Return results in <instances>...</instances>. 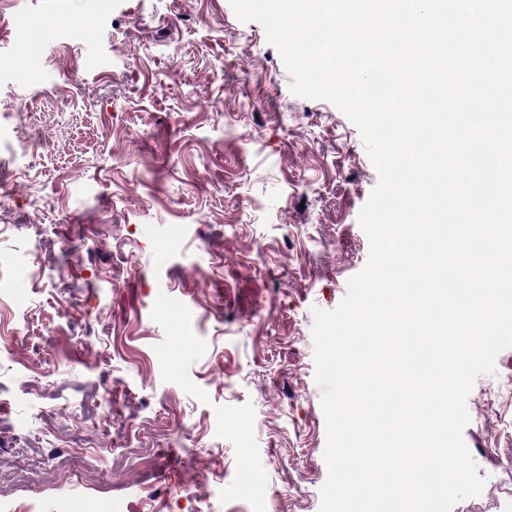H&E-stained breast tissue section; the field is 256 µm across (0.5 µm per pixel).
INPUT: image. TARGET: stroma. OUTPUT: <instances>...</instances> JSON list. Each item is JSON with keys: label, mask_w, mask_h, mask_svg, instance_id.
I'll use <instances>...</instances> for the list:
<instances>
[{"label": "stroma", "mask_w": 512, "mask_h": 512, "mask_svg": "<svg viewBox=\"0 0 512 512\" xmlns=\"http://www.w3.org/2000/svg\"><path fill=\"white\" fill-rule=\"evenodd\" d=\"M1 58L0 485L33 448V512H319L312 310L368 259L359 130L229 0H0ZM495 368L453 512H512Z\"/></svg>", "instance_id": "35a3bbf8"}]
</instances>
